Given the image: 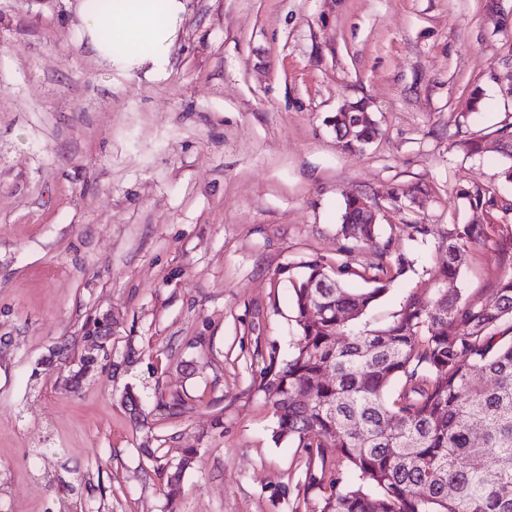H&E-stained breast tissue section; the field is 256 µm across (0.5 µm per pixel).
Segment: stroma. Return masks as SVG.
<instances>
[{
    "label": "stroma",
    "instance_id": "stroma-1",
    "mask_svg": "<svg viewBox=\"0 0 512 512\" xmlns=\"http://www.w3.org/2000/svg\"><path fill=\"white\" fill-rule=\"evenodd\" d=\"M185 5L150 77L90 55L75 0H0V512H315L307 451L272 441L261 389L298 337L289 274L320 258L361 289L405 255L365 317L379 328L435 286L454 225L483 232L463 298L512 271V0ZM348 101L379 128L360 154L333 130ZM354 196L377 246L341 233ZM106 313L71 392L56 350L81 355ZM145 443L196 449L177 490ZM104 315V319L99 318V324L96 331L94 330V327L85 329V332H87L86 337L96 336L97 338L96 344L92 348V351H88L86 354L87 357L94 359L95 361H97V355L94 353V350L100 351L105 349L104 344H106L109 337L112 336V318L108 314ZM90 359H86L84 356H82L79 359L77 368L71 371L70 382L73 387H79L80 383L91 371V369H94V365H92V361Z\"/></svg>",
    "mask_w": 512,
    "mask_h": 512
}]
</instances>
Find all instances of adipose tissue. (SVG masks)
Segmentation results:
<instances>
[{"label": "adipose tissue", "mask_w": 512, "mask_h": 512, "mask_svg": "<svg viewBox=\"0 0 512 512\" xmlns=\"http://www.w3.org/2000/svg\"><path fill=\"white\" fill-rule=\"evenodd\" d=\"M97 0H79L78 27L88 49L107 63L145 69L147 75L163 71L185 10L183 0H112L109 9ZM112 40H105L104 30Z\"/></svg>", "instance_id": "obj_1"}]
</instances>
